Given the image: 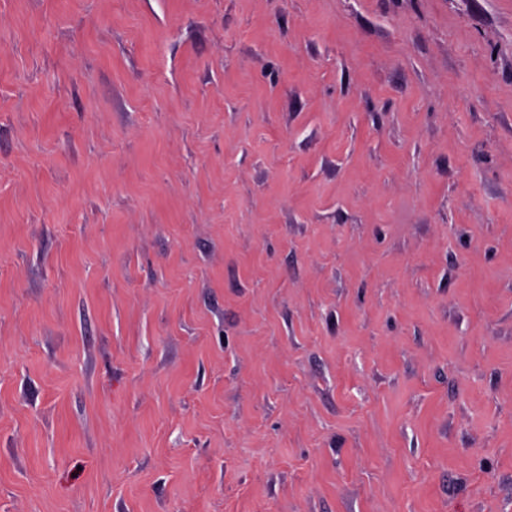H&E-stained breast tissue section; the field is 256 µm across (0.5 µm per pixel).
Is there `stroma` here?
Listing matches in <instances>:
<instances>
[{
    "label": "stroma",
    "instance_id": "stroma-1",
    "mask_svg": "<svg viewBox=\"0 0 512 512\" xmlns=\"http://www.w3.org/2000/svg\"><path fill=\"white\" fill-rule=\"evenodd\" d=\"M0 512H512V0H0Z\"/></svg>",
    "mask_w": 512,
    "mask_h": 512
}]
</instances>
